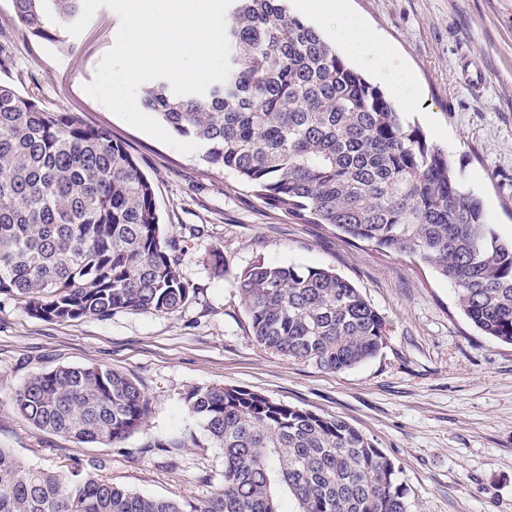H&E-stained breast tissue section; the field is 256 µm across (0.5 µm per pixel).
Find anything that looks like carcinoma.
Returning <instances> with one entry per match:
<instances>
[{
  "label": "carcinoma",
  "mask_w": 512,
  "mask_h": 512,
  "mask_svg": "<svg viewBox=\"0 0 512 512\" xmlns=\"http://www.w3.org/2000/svg\"><path fill=\"white\" fill-rule=\"evenodd\" d=\"M12 3L21 28L61 44L82 11V0ZM225 23L226 81L187 96L157 79L143 107L294 223L417 258L451 283L474 327L512 344V237L486 223L448 153L288 0H233ZM181 256L123 140L0 81V295L54 322L173 314L194 296ZM233 283L254 340L279 356L341 372L386 345L385 318L331 269L256 260ZM14 403L33 427L80 444L122 441L149 413L140 386L101 365L39 372ZM187 408L224 450L218 493L145 497L79 464L26 469L0 448V512H408L394 462L338 416L226 385L193 390Z\"/></svg>",
  "instance_id": "obj_1"
}]
</instances>
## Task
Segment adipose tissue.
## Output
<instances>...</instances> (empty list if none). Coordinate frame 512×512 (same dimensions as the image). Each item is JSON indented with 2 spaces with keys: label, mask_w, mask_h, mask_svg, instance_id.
Listing matches in <instances>:
<instances>
[{
  "label": "adipose tissue",
  "mask_w": 512,
  "mask_h": 512,
  "mask_svg": "<svg viewBox=\"0 0 512 512\" xmlns=\"http://www.w3.org/2000/svg\"><path fill=\"white\" fill-rule=\"evenodd\" d=\"M303 8L315 15L333 17L337 43L366 68H374L378 58L387 52L384 41L368 31L360 17L338 0H305Z\"/></svg>",
  "instance_id": "adipose-tissue-1"
}]
</instances>
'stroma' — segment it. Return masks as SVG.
<instances>
[{
  "label": "stroma",
  "instance_id": "obj_1",
  "mask_svg": "<svg viewBox=\"0 0 512 512\" xmlns=\"http://www.w3.org/2000/svg\"><path fill=\"white\" fill-rule=\"evenodd\" d=\"M392 48L364 78L412 77L394 107L446 149L487 223L512 236V0H347ZM119 16L99 7L65 44L35 39L0 0V81L55 112H75L125 141L154 183L166 235L183 240L195 290L172 315L122 311L73 323L32 317L0 297V448L27 468L61 471L99 460L93 475L152 497L192 501L224 479L217 448L186 399L232 385L325 416H340L393 460L410 512H512V345L481 336L452 285L407 255L383 254L317 224H296L251 196L235 176L127 124L84 90L112 48ZM224 256L223 274L210 263ZM328 268L351 282L388 323L385 347L331 372L258 345L233 285L257 258ZM60 364L103 365L133 377L150 402L145 423L120 443L78 444L38 430L13 393Z\"/></svg>",
  "mask_w": 512,
  "mask_h": 512
}]
</instances>
